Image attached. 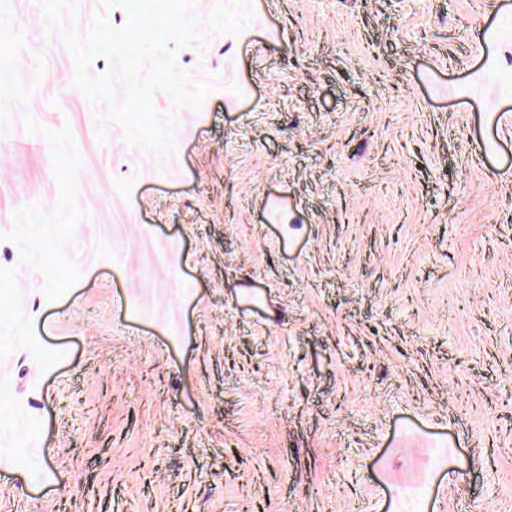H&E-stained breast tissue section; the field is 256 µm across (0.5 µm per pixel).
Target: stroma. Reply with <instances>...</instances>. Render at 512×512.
Listing matches in <instances>:
<instances>
[{
	"label": "stroma",
	"mask_w": 512,
	"mask_h": 512,
	"mask_svg": "<svg viewBox=\"0 0 512 512\" xmlns=\"http://www.w3.org/2000/svg\"><path fill=\"white\" fill-rule=\"evenodd\" d=\"M186 10L148 151L0 0V512H512V0Z\"/></svg>",
	"instance_id": "1"
}]
</instances>
